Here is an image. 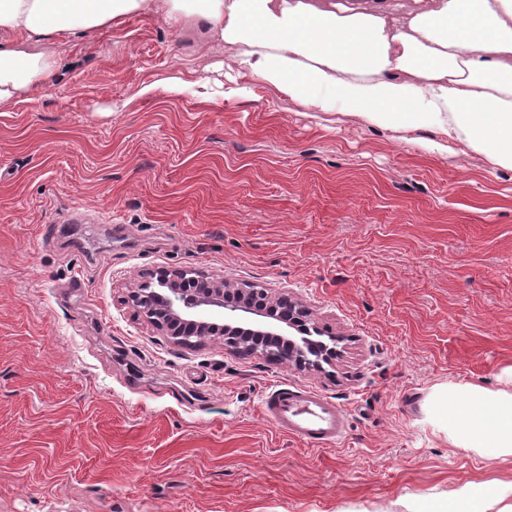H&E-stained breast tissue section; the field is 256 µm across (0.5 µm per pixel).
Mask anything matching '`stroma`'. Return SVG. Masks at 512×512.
<instances>
[{
  "label": "stroma",
  "mask_w": 512,
  "mask_h": 512,
  "mask_svg": "<svg viewBox=\"0 0 512 512\" xmlns=\"http://www.w3.org/2000/svg\"><path fill=\"white\" fill-rule=\"evenodd\" d=\"M40 49L51 83L0 104V512H388L512 479L417 406L512 366V170L224 99V46L157 16ZM188 267L288 292L339 356L172 345L126 297ZM282 382L339 405L344 438L270 425Z\"/></svg>",
  "instance_id": "1"
}]
</instances>
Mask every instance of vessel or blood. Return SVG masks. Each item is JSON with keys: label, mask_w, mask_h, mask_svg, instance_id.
Here are the masks:
<instances>
[{"label": "vessel or blood", "mask_w": 512, "mask_h": 512, "mask_svg": "<svg viewBox=\"0 0 512 512\" xmlns=\"http://www.w3.org/2000/svg\"><path fill=\"white\" fill-rule=\"evenodd\" d=\"M266 420L280 431L312 447L338 441L344 435V415L336 404L310 390L282 384L262 402Z\"/></svg>", "instance_id": "b4317fda"}]
</instances>
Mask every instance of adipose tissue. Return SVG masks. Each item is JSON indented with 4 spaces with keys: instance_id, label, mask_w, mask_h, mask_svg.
Instances as JSON below:
<instances>
[{
    "instance_id": "obj_1",
    "label": "adipose tissue",
    "mask_w": 512,
    "mask_h": 512,
    "mask_svg": "<svg viewBox=\"0 0 512 512\" xmlns=\"http://www.w3.org/2000/svg\"><path fill=\"white\" fill-rule=\"evenodd\" d=\"M142 14L199 24L260 85L305 112L352 118L441 155L512 169V0H0V104L54 75L37 44ZM449 446L512 458V367L498 386L440 384L419 401ZM401 512H512V481L408 494Z\"/></svg>"
}]
</instances>
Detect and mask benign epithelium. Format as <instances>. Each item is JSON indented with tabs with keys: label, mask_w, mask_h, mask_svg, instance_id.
<instances>
[{
	"label": "benign epithelium",
	"mask_w": 512,
	"mask_h": 512,
	"mask_svg": "<svg viewBox=\"0 0 512 512\" xmlns=\"http://www.w3.org/2000/svg\"><path fill=\"white\" fill-rule=\"evenodd\" d=\"M190 269L167 270L159 276L164 283L165 304L155 301L161 298L151 283L144 282L130 296L132 305L144 314L149 322L177 347L192 348L206 337H217L234 345V350L245 351L248 341L262 337L288 348L296 341L283 334L292 329L295 321L308 314L306 308L297 305L286 296L265 298L271 306L288 303L275 318L277 324L264 321L268 314L253 304L256 297L246 287H236L222 277L203 275L190 279Z\"/></svg>",
	"instance_id": "obj_1"
}]
</instances>
